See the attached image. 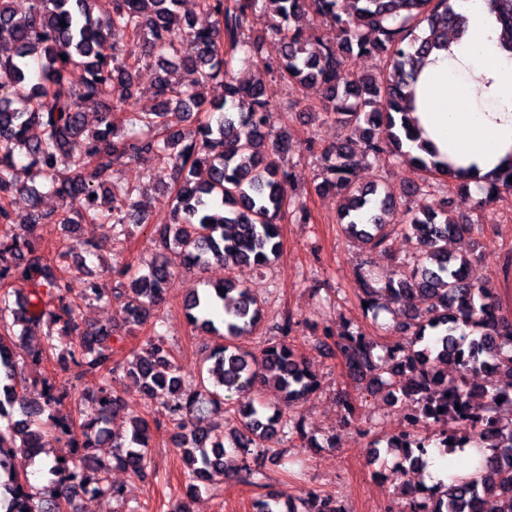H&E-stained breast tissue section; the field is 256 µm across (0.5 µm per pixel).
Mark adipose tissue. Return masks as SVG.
I'll use <instances>...</instances> for the list:
<instances>
[{
  "mask_svg": "<svg viewBox=\"0 0 512 512\" xmlns=\"http://www.w3.org/2000/svg\"><path fill=\"white\" fill-rule=\"evenodd\" d=\"M463 33L431 53L415 83L418 141L471 185L512 166V40L490 0H459Z\"/></svg>",
  "mask_w": 512,
  "mask_h": 512,
  "instance_id": "ef3b65f1",
  "label": "adipose tissue"
}]
</instances>
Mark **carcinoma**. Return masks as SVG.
Here are the masks:
<instances>
[{"mask_svg":"<svg viewBox=\"0 0 512 512\" xmlns=\"http://www.w3.org/2000/svg\"><path fill=\"white\" fill-rule=\"evenodd\" d=\"M213 17L208 28L195 27L181 13V0H0V282L23 288L0 295V512H76V498L123 489L108 482L112 467L142 477L151 439L142 417L131 429L115 433L111 418L124 406L112 389V376L126 372L138 382L145 399L163 407L178 436V451L193 479L207 488L231 472L265 490L253 501V512H349L341 501L316 490L296 499L266 483L268 465L287 468L290 460L274 449L286 436L304 437L299 415L285 419L269 412L258 398L268 387L284 407L295 409L316 393L320 380L304 358L285 340L266 344L258 355L237 341L256 331L262 307L249 289L233 280L212 288H191L184 302L189 323L224 340L209 356L207 373L198 387L184 388L180 369L160 342H150L116 359L112 329L82 330L81 305L71 296L61 273L68 253L49 258L34 237L38 224L73 227L86 221L105 228V240L122 244L129 224H141L138 187L129 185L105 206L104 194L124 160L150 156L159 164L157 178L168 177L172 220L159 229L162 250L147 271L129 274L126 288L114 295L124 322L139 327L162 324L163 285L174 272L172 258L188 271L202 270L212 259L224 267H263L281 250L279 222L295 204L289 195L285 167L295 145L288 132L269 126L271 96L259 81L242 82L232 67L244 70L267 64L265 45H277L276 68L297 88H322V110L344 134L319 147L312 136L305 150L321 149L324 162L320 187L341 198L338 223L368 250L384 249L398 229L415 238L413 268L390 278L381 288L363 281L361 302L379 317L392 315L387 331L405 339L392 347L349 329L325 338L334 340L349 374L367 387L388 389L386 399L408 406L417 422L438 427L437 447L448 453L469 446L477 456L466 471L430 487L432 501L411 498L409 512H469L472 501L493 497L499 512H512V421L499 417L500 402L512 399V315L492 303L489 289L466 276L469 260L448 253V237L469 235L474 225L422 203L431 184H415L416 200L408 207L409 223L385 221L398 199L375 173L363 184L356 179L354 146L379 159L386 152L420 176L448 183L457 201L487 205L501 188H512V171L470 188L439 162L412 154L406 122L420 61L448 42V32L463 31L465 18L456 0H199ZM312 12L336 26V41L309 43L292 26ZM265 17L263 27L258 18ZM126 36V47L109 41ZM382 62L375 75H360L351 60L361 53ZM158 71L153 87L155 106L136 108L135 77L143 63ZM193 74V84L178 89L166 79L172 68ZM224 82V99L210 102L203 89ZM122 96L112 106L115 89ZM78 97L102 109L96 127L85 128V116L72 107ZM200 112L209 119L186 139L184 123ZM40 128V134L31 130ZM23 151L26 167L41 177L62 205L40 210V196H31L26 224L10 223L5 203L18 189L15 150ZM15 301H10L11 296ZM40 336L41 343L19 362L14 339ZM384 356L374 360V351ZM501 366L499 379L473 397L469 377L482 370L486 355ZM54 359L77 382L91 381L80 393L57 384L44 371ZM85 403L82 421L63 413L70 401ZM227 403L241 418V429L224 432L210 419ZM65 441L69 453L54 455L46 466L51 487L37 489L28 474L16 469L19 454L34 459L43 453L46 433ZM108 443L112 459L95 455ZM430 440L413 432L391 437L387 448L402 450L396 473L406 476L418 467L413 449Z\"/></svg>","mask_w":512,"mask_h":512,"instance_id":"1","label":"carcinoma"}]
</instances>
